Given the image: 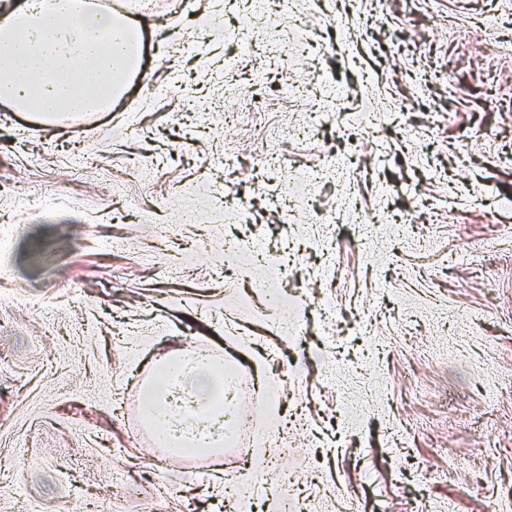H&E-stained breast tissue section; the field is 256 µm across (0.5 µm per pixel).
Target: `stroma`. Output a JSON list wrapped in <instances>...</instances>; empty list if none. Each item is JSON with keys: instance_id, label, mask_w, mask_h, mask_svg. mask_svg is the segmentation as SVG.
Segmentation results:
<instances>
[{"instance_id": "1", "label": "stroma", "mask_w": 512, "mask_h": 512, "mask_svg": "<svg viewBox=\"0 0 512 512\" xmlns=\"http://www.w3.org/2000/svg\"><path fill=\"white\" fill-rule=\"evenodd\" d=\"M121 11L141 66L111 111L0 104V512L89 486L99 512H229L230 482L255 512H512V0ZM228 237L283 259L284 304ZM227 344L272 389L245 400L254 465L182 485L144 380Z\"/></svg>"}]
</instances>
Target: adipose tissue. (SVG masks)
Masks as SVG:
<instances>
[{"mask_svg": "<svg viewBox=\"0 0 512 512\" xmlns=\"http://www.w3.org/2000/svg\"><path fill=\"white\" fill-rule=\"evenodd\" d=\"M138 68L132 19L84 8L81 0H21L0 11V100L45 119L105 112ZM223 368L185 363L152 389L148 419L165 440L193 448L201 432L224 439Z\"/></svg>", "mask_w": 512, "mask_h": 512, "instance_id": "1", "label": "adipose tissue"}]
</instances>
